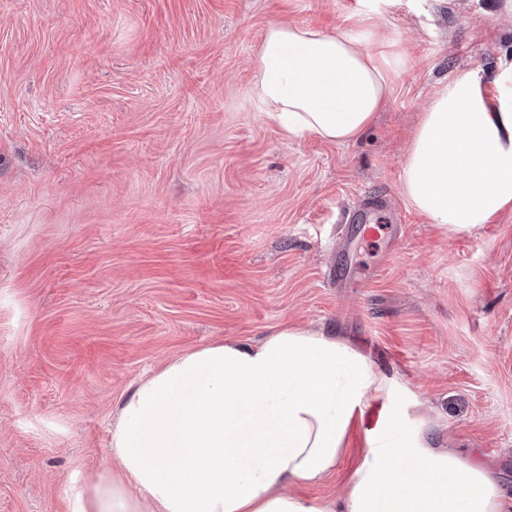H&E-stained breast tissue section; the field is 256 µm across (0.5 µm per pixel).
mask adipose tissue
Masks as SVG:
<instances>
[{
  "mask_svg": "<svg viewBox=\"0 0 512 512\" xmlns=\"http://www.w3.org/2000/svg\"><path fill=\"white\" fill-rule=\"evenodd\" d=\"M400 53L373 30L270 26L254 95L285 133L345 143L385 104ZM402 191L451 233L512 206V101L492 102L479 70L433 94L407 152ZM395 381L349 342L284 324L261 342L180 355L140 382L112 426L119 481L74 490L72 512H501L494 474L404 423ZM388 413L348 494L293 493L336 467L350 424L371 401Z\"/></svg>",
  "mask_w": 512,
  "mask_h": 512,
  "instance_id": "obj_1",
  "label": "adipose tissue"
}]
</instances>
